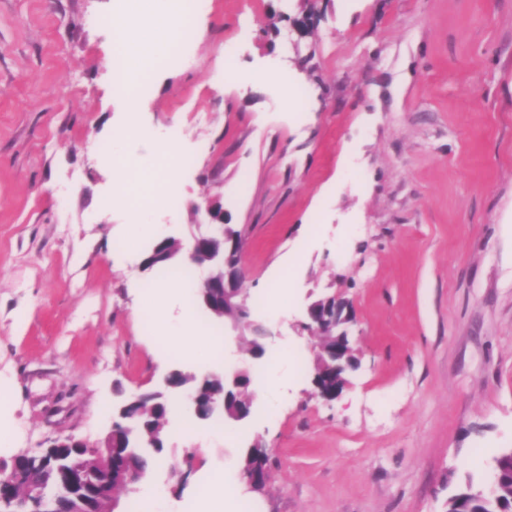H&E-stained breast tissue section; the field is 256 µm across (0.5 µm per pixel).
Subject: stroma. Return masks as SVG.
I'll use <instances>...</instances> for the list:
<instances>
[{"mask_svg":"<svg viewBox=\"0 0 512 512\" xmlns=\"http://www.w3.org/2000/svg\"><path fill=\"white\" fill-rule=\"evenodd\" d=\"M117 0H0V417L18 431L0 464L50 439L97 438L122 397L171 361L139 314L176 279L141 264L156 241L130 206L99 200L116 174L95 141L124 128L113 88ZM186 60L137 101L145 129L190 158L180 204L153 221L190 243L196 204L242 229V296L269 327L261 380L301 367L273 409L169 437L135 493L198 512L224 473L249 512H446L512 448V0H208ZM234 45L237 78L224 76ZM287 76L244 83L241 73ZM282 292L283 315L263 299ZM344 302L355 369L339 395L313 383L309 305ZM268 455L262 492L238 459Z\"/></svg>","mask_w":512,"mask_h":512,"instance_id":"stroma-1","label":"stroma"}]
</instances>
